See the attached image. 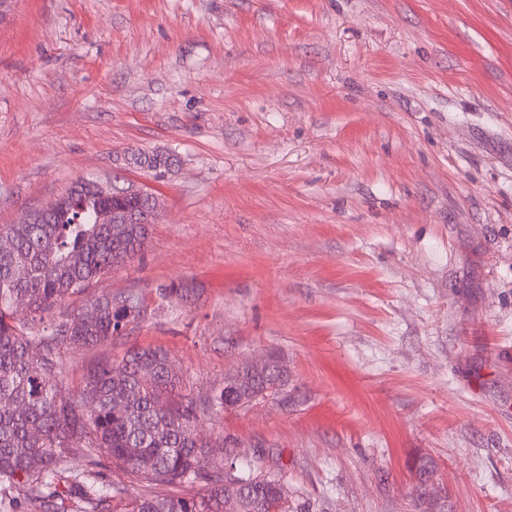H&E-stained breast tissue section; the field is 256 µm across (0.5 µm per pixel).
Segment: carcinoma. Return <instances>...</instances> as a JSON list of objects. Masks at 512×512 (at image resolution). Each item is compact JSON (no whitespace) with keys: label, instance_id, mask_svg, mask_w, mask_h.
<instances>
[{"label":"carcinoma","instance_id":"obj_1","mask_svg":"<svg viewBox=\"0 0 512 512\" xmlns=\"http://www.w3.org/2000/svg\"><path fill=\"white\" fill-rule=\"evenodd\" d=\"M111 210L144 216L130 224H100ZM158 215L137 199L90 192L61 198L41 224H2L0 237V503L11 512H288V493L260 462L229 465L209 458L193 422L274 394L288 409V375L274 354L244 364L203 402L176 396L169 355L134 348L119 360L86 367L75 391L63 389L64 345L99 346L145 319V299L104 294L77 312L79 323L49 316L82 295L92 280L141 256ZM150 379H144V375ZM85 467L74 471L69 455ZM117 467L133 482L181 488L205 483L186 498L133 495L103 479ZM433 471L418 468L414 495L426 497Z\"/></svg>","mask_w":512,"mask_h":512}]
</instances>
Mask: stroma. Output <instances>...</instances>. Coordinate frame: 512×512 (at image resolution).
<instances>
[{
    "mask_svg": "<svg viewBox=\"0 0 512 512\" xmlns=\"http://www.w3.org/2000/svg\"><path fill=\"white\" fill-rule=\"evenodd\" d=\"M82 177L160 211L86 292L148 316L63 350L66 387L158 347L198 401L274 352L291 406L199 416L214 460L262 458L292 512H512V0H18L0 225Z\"/></svg>",
    "mask_w": 512,
    "mask_h": 512,
    "instance_id": "35a3bbf8",
    "label": "stroma"
}]
</instances>
